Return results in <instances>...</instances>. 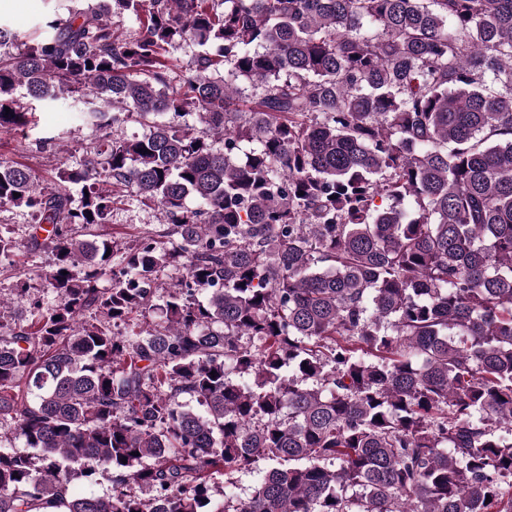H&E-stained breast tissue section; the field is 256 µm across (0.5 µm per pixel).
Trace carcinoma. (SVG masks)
Returning a JSON list of instances; mask_svg holds the SVG:
<instances>
[{
    "mask_svg": "<svg viewBox=\"0 0 512 512\" xmlns=\"http://www.w3.org/2000/svg\"><path fill=\"white\" fill-rule=\"evenodd\" d=\"M85 2L0 22V127L23 88L95 135L0 160L58 297L0 321V512H512V0ZM126 195L167 229L120 249ZM258 474L255 473H238L234 475L232 483H225L224 477H218L216 482L220 486L221 490L226 492L228 495L244 497L249 493V489L257 480Z\"/></svg>",
    "mask_w": 512,
    "mask_h": 512,
    "instance_id": "cac0c4a2",
    "label": "carcinoma"
}]
</instances>
